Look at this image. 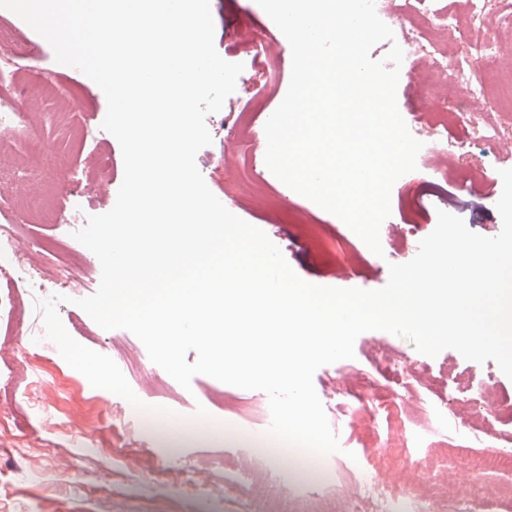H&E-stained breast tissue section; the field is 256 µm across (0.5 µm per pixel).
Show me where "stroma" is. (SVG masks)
Here are the masks:
<instances>
[{
    "mask_svg": "<svg viewBox=\"0 0 512 512\" xmlns=\"http://www.w3.org/2000/svg\"><path fill=\"white\" fill-rule=\"evenodd\" d=\"M214 43L220 56L244 66L222 110L208 115L211 145L196 163L213 194L233 214L261 229L304 280L322 286L376 290L389 279L390 264L410 261L437 224L438 211L461 217L480 235L499 234L496 208L512 168V125L499 93L512 80V0H487L473 13L471 0H425L400 19H388L396 39L419 37L427 51L401 69L397 106L410 132L439 112L463 119L448 128L449 147L424 143L415 171L391 190L392 237L375 255L339 218L297 194L255 150L264 125L283 101L291 78L287 40L256 0H210ZM451 11L454 30L438 13ZM0 18L37 46L27 61V80L69 83L80 93L78 107L59 111L42 103L25 128L5 134V163L16 186L53 190L55 208L108 212L102 186L118 190L124 163L116 139L91 153L79 142L86 122L102 124V90L76 68L56 62L53 50L10 11ZM255 28L271 38L256 47ZM470 67L484 85L470 96L449 72L434 70L432 56ZM504 126L497 147L476 135ZM86 176L84 197L63 187L64 174ZM72 224L27 217L16 229L23 258L52 281V293L83 298L100 283L97 257L74 237ZM35 291L0 275V512H262L256 491L273 485L283 512H296L329 486L336 506L358 497L354 470L371 469L389 488L424 498L441 483L484 487L473 512H512L502 490L512 487V466L494 463L504 438L512 437V380L495 362L478 364L453 349L430 357L407 340L368 331L355 341L354 358L319 368L314 387L343 449L355 454L351 470L337 455L309 457L300 448H241L236 441L260 431L269 405L265 392L244 390L206 375L184 389L149 358L141 341L124 329L106 330L74 304L59 307L70 336L118 365L136 396L171 409L148 422L124 398L92 387L71 368L55 344L44 340L34 309ZM469 373L475 388L462 392L453 373ZM220 432L201 433L207 422ZM490 459L473 475L475 458Z\"/></svg>",
    "mask_w": 512,
    "mask_h": 512,
    "instance_id": "stroma-1",
    "label": "stroma"
}]
</instances>
